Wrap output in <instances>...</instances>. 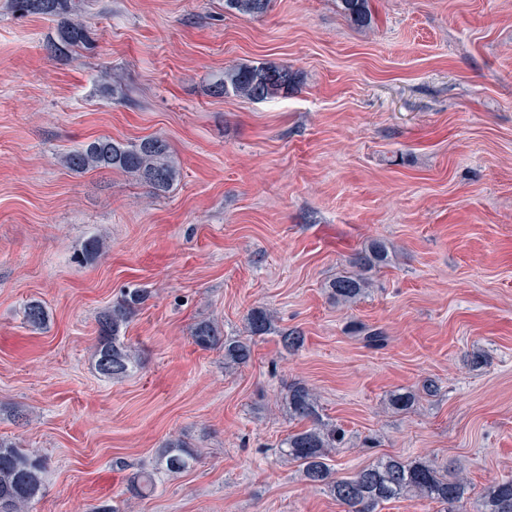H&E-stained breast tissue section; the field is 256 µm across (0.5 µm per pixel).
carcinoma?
<instances>
[{
    "instance_id": "obj_1",
    "label": "carcinoma",
    "mask_w": 512,
    "mask_h": 512,
    "mask_svg": "<svg viewBox=\"0 0 512 512\" xmlns=\"http://www.w3.org/2000/svg\"><path fill=\"white\" fill-rule=\"evenodd\" d=\"M272 0H224L225 8L245 16L265 14ZM344 18L357 28H367L372 22L370 0H337ZM11 9L25 17L38 15L57 21L56 39L49 52L58 58H68L93 43L91 30L76 15L73 0H11ZM299 82V74L287 64H234L224 69V77L212 84L216 95H234L251 101H265L286 94ZM67 169L82 173L108 169L124 172L143 182L156 195L167 192L180 175L166 140L151 136L135 143H123L111 138H97L62 156ZM388 262V251L381 242H373L356 252L351 259L354 271L336 277L329 288L344 302H354L368 288L367 273ZM149 297L145 288H127L120 299L98 319L100 342L94 351L95 368L104 378L121 381L138 365L137 351L121 341L123 329L139 306ZM28 325L46 328L48 313L42 302L29 301L24 307ZM252 336L278 333L283 347L295 350L304 343L296 329H279L274 313L266 307L252 308L246 317ZM194 343L203 348L224 349V363L242 366L251 361L253 348L247 340L223 336L211 320L200 321L192 331ZM288 413L302 423L288 434L280 453L299 468L303 480L320 488L347 506L348 512H377L383 502L400 498H418L447 506V512H512V480L488 488L482 503L468 496V482L429 460H403L395 456L381 457L358 469L352 476L336 478L329 464L330 451L339 447L343 435L333 424L322 421L318 399L313 389L295 383L286 395ZM201 460V453L179 439L167 441L160 453V464L154 470L139 471L129 477V490L137 496L155 491L158 475L190 471ZM46 464L36 453L22 448L17 442L0 439V512H29V505L42 495Z\"/></svg>"
}]
</instances>
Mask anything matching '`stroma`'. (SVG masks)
<instances>
[{
	"label": "stroma",
	"instance_id": "stroma-1",
	"mask_svg": "<svg viewBox=\"0 0 512 512\" xmlns=\"http://www.w3.org/2000/svg\"><path fill=\"white\" fill-rule=\"evenodd\" d=\"M75 2L95 42L62 61L54 20L0 0V438L46 461L30 512H346L280 454L294 383L345 432L336 476L389 455L447 467L474 499L512 479V0H371L366 29L336 0L257 18L224 0ZM265 61L297 89L212 94L225 66ZM100 136L164 138L179 180L156 195L62 165ZM373 241L389 263L335 301ZM132 284L150 293L124 333L140 361L115 383L95 369L98 317ZM33 299L46 330L25 321ZM255 306L303 346L273 333L228 369L194 343L202 320L246 337ZM172 438L199 465L132 495Z\"/></svg>",
	"mask_w": 512,
	"mask_h": 512
}]
</instances>
